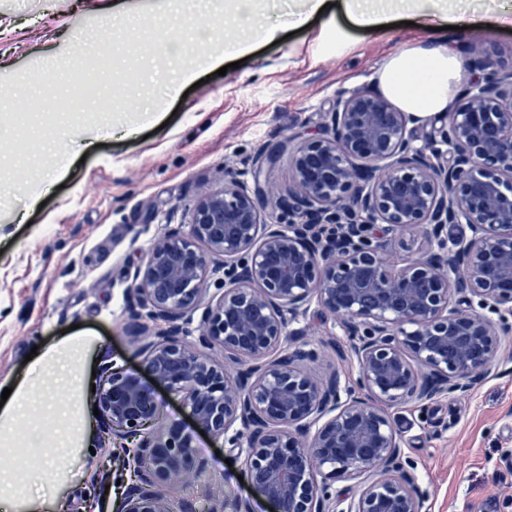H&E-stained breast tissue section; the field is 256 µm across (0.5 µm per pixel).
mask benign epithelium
Wrapping results in <instances>:
<instances>
[{
	"label": "benign epithelium",
	"mask_w": 512,
	"mask_h": 512,
	"mask_svg": "<svg viewBox=\"0 0 512 512\" xmlns=\"http://www.w3.org/2000/svg\"><path fill=\"white\" fill-rule=\"evenodd\" d=\"M444 122L397 109L364 86L326 112L322 136L288 152V188L269 197L258 152L202 191L187 232L143 253L127 288L164 327L143 328L146 363L199 426L243 454L275 512H422L426 491L388 409L462 399L500 372L512 335V70L470 80ZM287 217L269 222L263 210ZM424 229L422 252L392 261L384 237ZM460 227L455 234L452 229ZM224 269L221 292L208 273ZM203 309L198 342L181 321ZM342 319L321 347L356 376L316 377L288 348L311 309ZM218 346L219 361L196 344ZM111 430L135 435L153 391L121 372L99 396ZM125 512H171L162 486L198 476L190 438L172 426L142 440ZM323 480H318V476ZM363 477L354 493L329 481Z\"/></svg>",
	"instance_id": "benign-epithelium-1"
}]
</instances>
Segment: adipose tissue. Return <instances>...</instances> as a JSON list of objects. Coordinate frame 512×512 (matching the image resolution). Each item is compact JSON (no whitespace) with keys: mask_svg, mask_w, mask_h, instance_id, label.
Masks as SVG:
<instances>
[{"mask_svg":"<svg viewBox=\"0 0 512 512\" xmlns=\"http://www.w3.org/2000/svg\"><path fill=\"white\" fill-rule=\"evenodd\" d=\"M287 26L263 25L256 20L259 0H225L241 13L237 35L214 43L201 40L198 54L204 64L249 53L256 41L274 42L285 27L304 26L327 0H297ZM347 26L337 27L336 47L345 49L353 32L408 16L423 27L492 25L512 27V0H343ZM461 75L454 46L433 41L390 56L377 73L376 86L404 112L418 116L446 111ZM92 336H66L46 348L28 372L11 380L12 392L0 406V512H40L48 494L38 483L47 472L51 484L65 481L64 463L88 451L95 442L90 351ZM66 403H56L57 391Z\"/></svg>","mask_w":512,"mask_h":512,"instance_id":"ef3b65f1","label":"adipose tissue"}]
</instances>
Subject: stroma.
Instances as JSON below:
<instances>
[{"instance_id":"stroma-1","label":"stroma","mask_w":512,"mask_h":512,"mask_svg":"<svg viewBox=\"0 0 512 512\" xmlns=\"http://www.w3.org/2000/svg\"><path fill=\"white\" fill-rule=\"evenodd\" d=\"M97 2L78 9L71 0H0V184L15 189L0 202L1 383L25 372L34 347L75 325L98 339L97 386L115 371L152 384L127 307L139 250L179 229L201 189L222 185L226 164L290 136H318L338 91L374 85L391 55L430 38L395 20L339 53L318 18L184 97L170 91L175 68L191 63L188 48L200 34L235 30L236 15L160 14L157 0H127L139 13L123 22L102 15ZM474 43L491 68L512 67V32L477 28L457 41L462 49ZM94 55L111 107L94 100L67 118L46 111ZM144 60L150 70H141ZM152 386L159 411L150 431L179 424L200 469L192 484L166 487L174 512H272L245 481L236 450L200 433L182 395ZM390 414L428 492L423 512H512V374L463 399ZM93 427L98 443L67 461L58 497L66 512H122L114 485L135 464L138 441L112 436L100 415Z\"/></svg>"}]
</instances>
